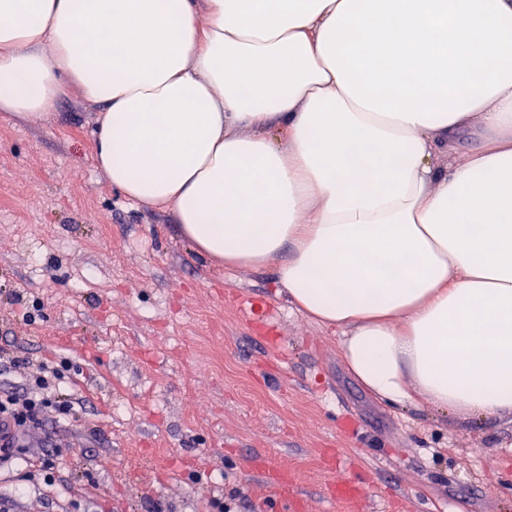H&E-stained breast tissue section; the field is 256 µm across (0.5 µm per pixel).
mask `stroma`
Returning <instances> with one entry per match:
<instances>
[{
    "label": "stroma",
    "mask_w": 512,
    "mask_h": 512,
    "mask_svg": "<svg viewBox=\"0 0 512 512\" xmlns=\"http://www.w3.org/2000/svg\"><path fill=\"white\" fill-rule=\"evenodd\" d=\"M97 115L73 87L48 116H0V393L19 357L66 366L73 403L0 465L13 512H512V421L369 395L274 266H211L112 187ZM264 462L299 482L266 488Z\"/></svg>",
    "instance_id": "obj_1"
}]
</instances>
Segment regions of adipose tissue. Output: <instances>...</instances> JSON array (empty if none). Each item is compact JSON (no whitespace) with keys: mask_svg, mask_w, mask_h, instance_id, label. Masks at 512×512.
<instances>
[{"mask_svg":"<svg viewBox=\"0 0 512 512\" xmlns=\"http://www.w3.org/2000/svg\"><path fill=\"white\" fill-rule=\"evenodd\" d=\"M73 84L113 187L276 264L367 392L512 420V0H0V112Z\"/></svg>","mask_w":512,"mask_h":512,"instance_id":"1","label":"adipose tissue"}]
</instances>
